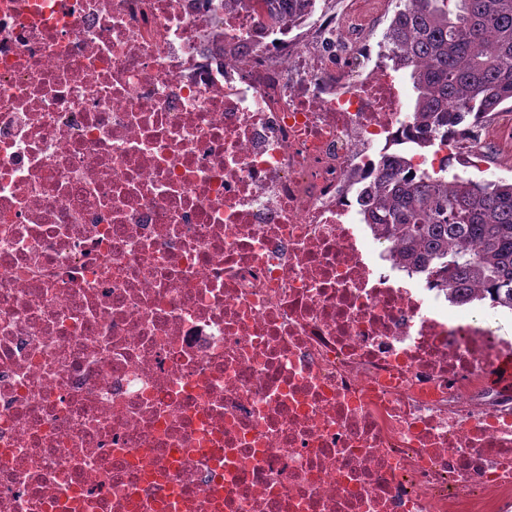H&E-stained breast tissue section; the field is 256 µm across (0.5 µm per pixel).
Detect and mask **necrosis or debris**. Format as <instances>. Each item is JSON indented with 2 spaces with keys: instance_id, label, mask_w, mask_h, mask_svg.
Here are the masks:
<instances>
[{
  "instance_id": "1",
  "label": "necrosis or debris",
  "mask_w": 512,
  "mask_h": 512,
  "mask_svg": "<svg viewBox=\"0 0 512 512\" xmlns=\"http://www.w3.org/2000/svg\"><path fill=\"white\" fill-rule=\"evenodd\" d=\"M378 13L0 0V512H512V340L355 221Z\"/></svg>"
}]
</instances>
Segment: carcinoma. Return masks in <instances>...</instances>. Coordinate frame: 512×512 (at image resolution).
Masks as SVG:
<instances>
[{
  "mask_svg": "<svg viewBox=\"0 0 512 512\" xmlns=\"http://www.w3.org/2000/svg\"><path fill=\"white\" fill-rule=\"evenodd\" d=\"M315 0H257L274 28L310 13ZM384 60L409 75L415 92L414 148L434 154L477 133L512 103V0H399L383 33ZM413 164L402 146L378 162V183L362 221L395 244L393 258L435 273L434 286L460 302L481 284L493 309L512 311V182L453 176Z\"/></svg>",
  "mask_w": 512,
  "mask_h": 512,
  "instance_id": "1",
  "label": "carcinoma"
}]
</instances>
